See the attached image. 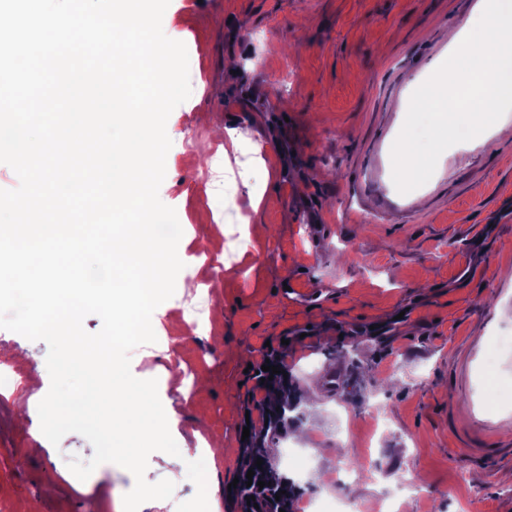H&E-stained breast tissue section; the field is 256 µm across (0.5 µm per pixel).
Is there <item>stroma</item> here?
<instances>
[{
  "instance_id": "1",
  "label": "stroma",
  "mask_w": 512,
  "mask_h": 512,
  "mask_svg": "<svg viewBox=\"0 0 512 512\" xmlns=\"http://www.w3.org/2000/svg\"><path fill=\"white\" fill-rule=\"evenodd\" d=\"M479 0H170L164 33L188 51L201 97L170 114L172 146L161 201L173 207L185 253L212 264L182 270L167 301L180 328L174 358L191 385L166 382L152 345L130 354L132 374L158 381L175 412L178 447L231 449L218 466L221 512H240L236 478L247 367L278 350L290 393H319L300 407L289 447L314 470L294 479L297 504L336 480V497L379 512L399 478L422 488L397 512H512V358L491 344L512 336V112L500 132L456 144L431 179L399 193L391 148L414 90L449 55ZM247 138L271 139L267 170L232 164L208 177L224 139L207 119ZM266 185L263 233L232 250L243 179ZM210 286V322L189 333L198 283ZM48 347L0 329V354L21 365L17 389L0 391V512H121L135 478L105 463L84 481L71 458L94 450L77 433L52 445L29 399L50 386ZM342 391L322 390L329 368ZM353 470L335 475L339 455ZM148 482H174L161 512H206L198 467L179 472L153 452Z\"/></svg>"
}]
</instances>
